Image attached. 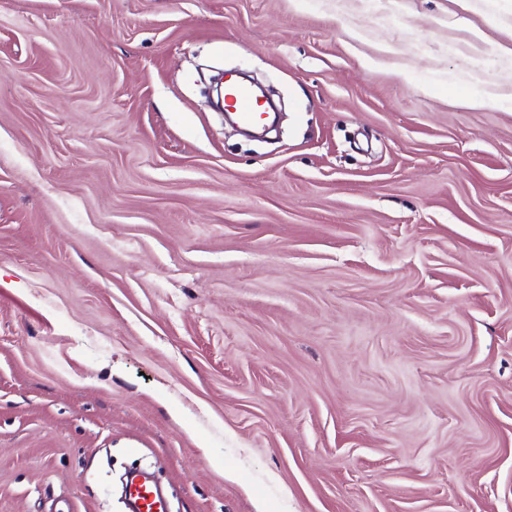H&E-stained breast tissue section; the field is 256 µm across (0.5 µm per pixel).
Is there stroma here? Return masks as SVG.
Masks as SVG:
<instances>
[{
  "instance_id": "stroma-1",
  "label": "stroma",
  "mask_w": 512,
  "mask_h": 512,
  "mask_svg": "<svg viewBox=\"0 0 512 512\" xmlns=\"http://www.w3.org/2000/svg\"><path fill=\"white\" fill-rule=\"evenodd\" d=\"M491 79L512 0H0V512H512ZM225 102H231V106L244 123H251L255 113L260 112L258 99L246 87L226 81ZM130 512H167L166 504L151 482L140 474L130 476L125 486Z\"/></svg>"
}]
</instances>
